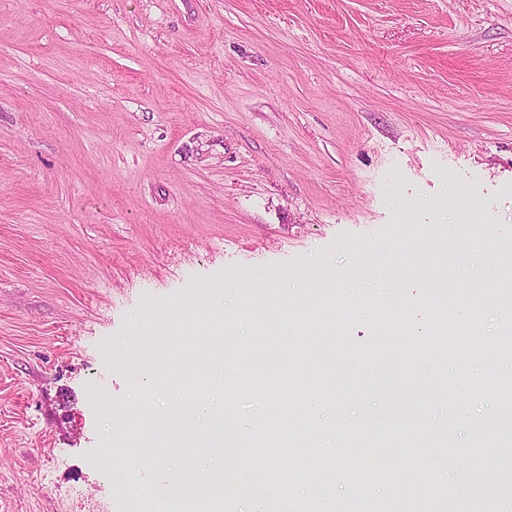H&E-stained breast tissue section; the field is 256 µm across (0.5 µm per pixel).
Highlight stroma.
<instances>
[{
  "label": "stroma",
  "instance_id": "1",
  "mask_svg": "<svg viewBox=\"0 0 512 512\" xmlns=\"http://www.w3.org/2000/svg\"><path fill=\"white\" fill-rule=\"evenodd\" d=\"M466 265L450 300L497 335L512 322V0H0V512H128L90 458L139 446L200 381L252 464L264 421L313 450L314 479L269 474L242 512H325L319 487L341 512H429L432 484L505 512L512 430L472 423L504 413L494 382L512 359L477 349L462 368L429 337L425 284ZM402 321L404 364L378 374ZM111 339L125 349L109 362ZM242 347L263 391L222 385ZM452 450L480 452L494 494L463 495Z\"/></svg>",
  "mask_w": 512,
  "mask_h": 512
}]
</instances>
